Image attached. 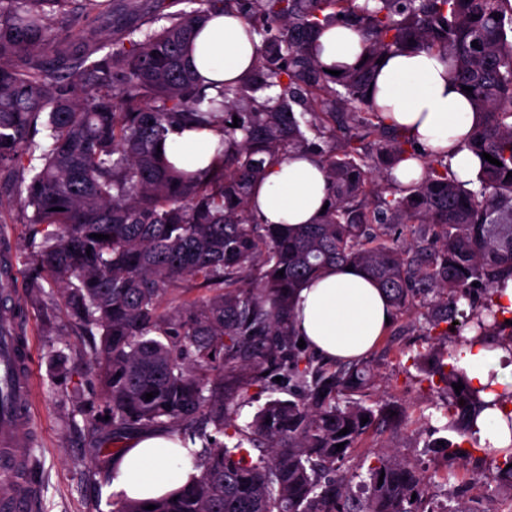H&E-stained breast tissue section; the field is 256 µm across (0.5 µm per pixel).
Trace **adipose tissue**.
Returning a JSON list of instances; mask_svg holds the SVG:
<instances>
[{"label":"adipose tissue","instance_id":"obj_1","mask_svg":"<svg viewBox=\"0 0 512 512\" xmlns=\"http://www.w3.org/2000/svg\"><path fill=\"white\" fill-rule=\"evenodd\" d=\"M318 42L319 59L329 68L356 66L364 53L362 36L349 27L325 28ZM255 62L256 48L240 16L213 14L205 19L191 63L209 81V94H217L219 85L245 79ZM371 93L386 124L397 126L426 152L447 157L452 172L468 179L475 158L467 138L475 118L466 94L439 56L423 50L386 54ZM217 143L213 132L185 128L168 134L165 151L177 167L198 171L211 165ZM327 194L320 162L307 155L270 166L250 204L265 223L310 224ZM391 315L387 298L366 273L338 266L301 288L295 328L310 347L340 361L369 352L387 331ZM453 363L472 387L483 389L488 403L476 422L480 451L512 445V406L495 403L492 393L494 387L512 384V350L465 345ZM112 469L113 488L142 500L173 492L199 473L193 448L161 432L134 437Z\"/></svg>","mask_w":512,"mask_h":512}]
</instances>
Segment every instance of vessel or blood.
Here are the masks:
<instances>
[{"label":"vessel or blood","instance_id":"b4317fda","mask_svg":"<svg viewBox=\"0 0 512 512\" xmlns=\"http://www.w3.org/2000/svg\"><path fill=\"white\" fill-rule=\"evenodd\" d=\"M19 271L10 248L0 249V512H33L36 487L27 472L32 459L28 436L19 424H33L31 406L32 350L12 317Z\"/></svg>","mask_w":512,"mask_h":512}]
</instances>
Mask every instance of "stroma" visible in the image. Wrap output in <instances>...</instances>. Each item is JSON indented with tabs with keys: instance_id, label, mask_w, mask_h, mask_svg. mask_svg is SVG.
Segmentation results:
<instances>
[{
	"instance_id": "35a3bbf8",
	"label": "stroma",
	"mask_w": 512,
	"mask_h": 512,
	"mask_svg": "<svg viewBox=\"0 0 512 512\" xmlns=\"http://www.w3.org/2000/svg\"><path fill=\"white\" fill-rule=\"evenodd\" d=\"M30 213L20 207L12 191L0 192V220L6 221L13 255L20 270L15 307L31 331L33 344V411L39 433L33 439L32 480L39 487L35 512H112L119 497L111 482L97 474L93 458L95 438L90 424L97 415L89 406L92 378L85 353L89 337L79 335L53 307V288L29 293L34 269L24 257L29 249ZM427 309L395 316L389 330L366 360L373 380L358 399L373 410L393 407L396 421L381 420L369 430L340 464L343 476L358 485L368 480L378 455L395 454L417 467L424 478L428 503L465 506L470 512H500L512 501V487L499 482L490 461L463 462L435 453L441 441L457 442L444 415L442 383L425 376L435 365L447 364L454 343L432 346L426 335ZM63 352L65 369H57L52 354Z\"/></svg>"
}]
</instances>
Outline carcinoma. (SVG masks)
I'll return each instance as SVG.
<instances>
[{
    "label": "carcinoma",
    "mask_w": 512,
    "mask_h": 512,
    "mask_svg": "<svg viewBox=\"0 0 512 512\" xmlns=\"http://www.w3.org/2000/svg\"><path fill=\"white\" fill-rule=\"evenodd\" d=\"M195 3L144 32L151 0H0V188L32 210L30 260L57 286L64 317L100 332L88 354L101 408L95 458L109 469L143 429L202 444L199 476L149 502L124 498L113 512H425L421 474L394 455L378 456L356 490L330 477L378 419L353 398L372 373L360 359L334 366L298 347L296 298L330 268L352 265L395 312L438 302L427 335L439 342L463 298V327L475 334L458 331L457 342L512 346V325L493 310L501 278L512 277V0ZM229 9L259 37L258 56L248 77L212 97L186 58L196 27ZM114 11L137 21L101 57L95 43L74 47L60 25L95 32ZM339 24L361 33L367 60L334 76L314 35ZM411 49L439 54L472 88L473 179L386 126L369 98L377 60ZM178 126L220 135L210 168L178 169L157 152ZM300 152L324 168L327 209L313 224L263 223L249 205L253 187ZM408 159L422 162L418 181L370 182L373 170ZM189 278L207 295L173 299ZM270 364L288 370L294 398L267 401L240 427L238 399ZM436 374L448 425L462 436L446 447L472 459L479 391L453 365ZM210 424L233 444L212 438ZM252 448L269 455L255 461ZM496 477L512 485V446Z\"/></svg>",
    "instance_id": "1"
}]
</instances>
